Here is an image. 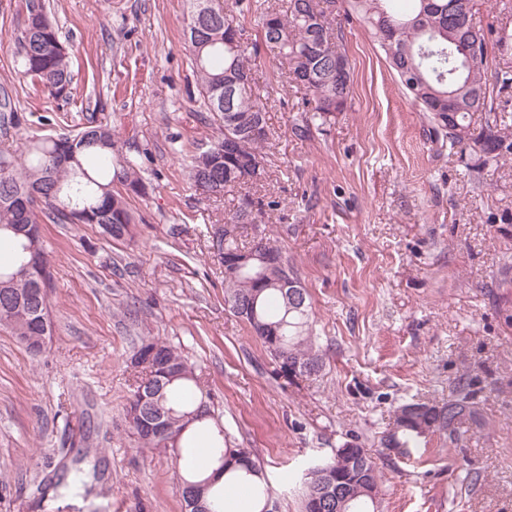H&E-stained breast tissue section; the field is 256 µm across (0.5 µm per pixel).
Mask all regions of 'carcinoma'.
I'll use <instances>...</instances> for the list:
<instances>
[{
    "label": "carcinoma",
    "instance_id": "cac0c4a2",
    "mask_svg": "<svg viewBox=\"0 0 512 512\" xmlns=\"http://www.w3.org/2000/svg\"><path fill=\"white\" fill-rule=\"evenodd\" d=\"M213 0H188V16L201 21L199 36L187 37L200 107L209 114L215 129L212 143L224 145V155L194 157L188 176L193 185L214 179L220 191L244 187L237 181L236 166L243 161L263 164L262 148L269 139L266 104L258 92L252 57L256 51L242 40L234 16ZM394 0H342L345 11L362 18L369 37L384 52L406 93L425 112L431 131L441 145L476 157L478 165L496 163L512 155V123L496 112L494 90L512 88V71L500 70L495 83L488 79L491 51L508 45L512 31L496 33L477 27L472 19L477 0H410L406 13L396 11ZM288 0L282 12L265 8L258 23L267 46L275 48L288 64L292 82L311 95V111L325 124L338 112L352 107L351 70L336 76V0ZM468 47L476 59L461 72L458 46ZM18 70L59 97L71 92L70 57L58 24L40 7H29L22 35L18 38ZM453 109H448V101ZM485 115L476 129L473 116ZM262 123L254 131L252 121ZM21 165L0 154V249L12 254L0 265V328L11 333L34 357L44 352L51 335L48 317L51 271L42 236V222L96 224L113 240L132 233L133 215L126 195L138 194L140 163L116 149L112 128L91 125L73 136L25 138L21 142ZM125 187L121 193L115 185ZM264 203L246 192L240 198L231 223H258ZM259 256L237 272L230 271V257L242 251L228 230L211 238L214 257L224 266V301L265 346L279 375L288 363L317 375L322 356L312 336L313 307L308 292L298 287L293 298L276 286L283 272L298 282L281 248L258 241ZM134 364L145 365V375L136 381L125 407L124 419L138 447L167 451V438L152 431L148 416L163 411L176 442L193 425L216 427L212 454L221 473L243 471L264 477L262 468L245 448L231 444L224 426L215 419L208 390L201 386L195 369L172 345L155 338L141 342ZM476 392L464 378L457 382L453 398L432 404L428 430L422 423L394 419L383 444L401 455H410L426 434H445L455 443L468 429L464 425L479 413ZM348 460L328 459L323 469L306 474L303 512L311 507L314 493L324 480L347 469ZM205 479H181L184 512H223L221 500L211 494ZM357 482L345 489L348 502L343 512H378L377 501L362 492Z\"/></svg>",
    "mask_w": 512,
    "mask_h": 512
}]
</instances>
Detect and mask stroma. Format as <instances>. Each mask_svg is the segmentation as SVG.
Listing matches in <instances>:
<instances>
[{
  "label": "stroma",
  "instance_id": "stroma-1",
  "mask_svg": "<svg viewBox=\"0 0 512 512\" xmlns=\"http://www.w3.org/2000/svg\"><path fill=\"white\" fill-rule=\"evenodd\" d=\"M28 2L0 0V151L102 123L139 158L144 189L125 241L94 224L43 226L53 332L35 359L0 330V512H183L171 455L138 448L124 422L145 336L194 366L225 432L261 462L273 512H302L309 467L353 440L383 473L380 512H512V157L480 168L434 142L383 52L343 15L353 108L300 133L308 91L284 81L257 17L238 14L272 133L251 192L279 202L242 241L281 247L323 360L319 375L289 380L224 303L210 232L239 189L209 197L188 179L212 130L185 0H36L70 53L66 100L17 70ZM462 375L480 403L464 439L427 436L406 459L382 445L396 407L450 399ZM73 438L89 450L92 494L41 496Z\"/></svg>",
  "mask_w": 512,
  "mask_h": 512
}]
</instances>
